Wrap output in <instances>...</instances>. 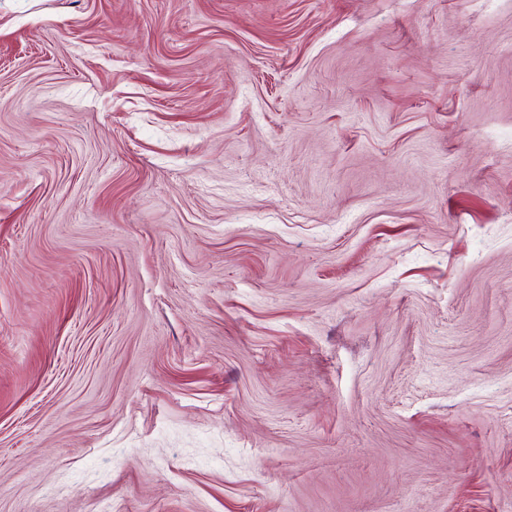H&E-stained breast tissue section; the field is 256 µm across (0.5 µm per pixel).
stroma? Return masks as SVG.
<instances>
[{
	"label": "stroma",
	"instance_id": "35a3bbf8",
	"mask_svg": "<svg viewBox=\"0 0 512 512\" xmlns=\"http://www.w3.org/2000/svg\"><path fill=\"white\" fill-rule=\"evenodd\" d=\"M0 512H512V0H0Z\"/></svg>",
	"mask_w": 512,
	"mask_h": 512
}]
</instances>
